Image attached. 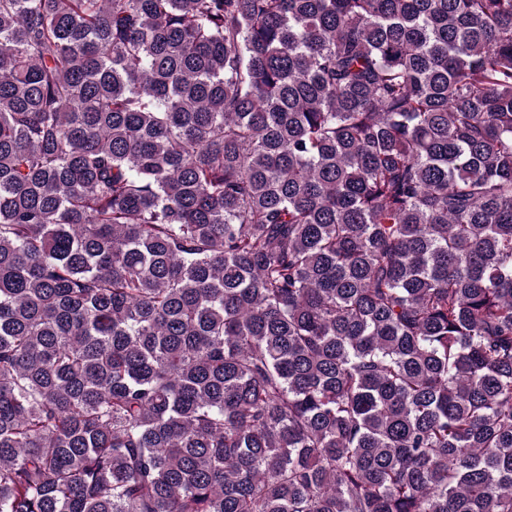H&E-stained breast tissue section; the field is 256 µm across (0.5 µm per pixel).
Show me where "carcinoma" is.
<instances>
[{
  "instance_id": "carcinoma-1",
  "label": "carcinoma",
  "mask_w": 512,
  "mask_h": 512,
  "mask_svg": "<svg viewBox=\"0 0 512 512\" xmlns=\"http://www.w3.org/2000/svg\"><path fill=\"white\" fill-rule=\"evenodd\" d=\"M0 512H512V0H0Z\"/></svg>"
}]
</instances>
